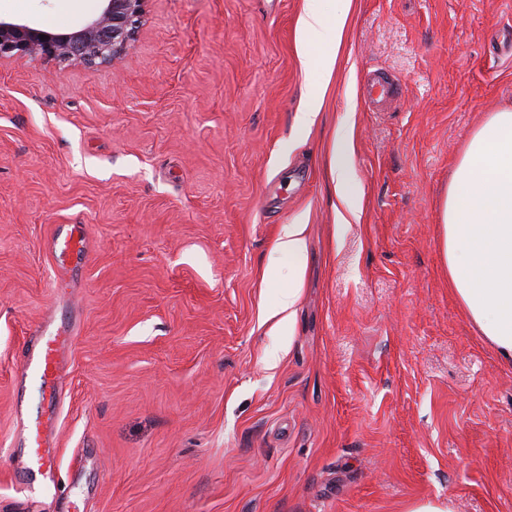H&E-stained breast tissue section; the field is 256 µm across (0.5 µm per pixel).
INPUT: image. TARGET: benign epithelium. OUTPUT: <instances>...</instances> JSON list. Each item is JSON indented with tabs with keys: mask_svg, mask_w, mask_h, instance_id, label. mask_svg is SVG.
Segmentation results:
<instances>
[{
	"mask_svg": "<svg viewBox=\"0 0 512 512\" xmlns=\"http://www.w3.org/2000/svg\"><path fill=\"white\" fill-rule=\"evenodd\" d=\"M98 15L66 33L0 19V59L40 55L86 65L110 64L128 50L141 21L146 0H102ZM47 36L41 40L40 36Z\"/></svg>",
	"mask_w": 512,
	"mask_h": 512,
	"instance_id": "obj_1",
	"label": "benign epithelium"
}]
</instances>
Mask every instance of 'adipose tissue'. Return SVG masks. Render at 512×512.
Returning a JSON list of instances; mask_svg holds the SVG:
<instances>
[{
    "label": "adipose tissue",
    "instance_id": "1",
    "mask_svg": "<svg viewBox=\"0 0 512 512\" xmlns=\"http://www.w3.org/2000/svg\"><path fill=\"white\" fill-rule=\"evenodd\" d=\"M336 12L305 8L297 27L300 49L325 45L321 80L296 115L311 128L323 110L351 0ZM440 244L448 285L477 334L512 367V108L493 112L470 138L448 184Z\"/></svg>",
    "mask_w": 512,
    "mask_h": 512
}]
</instances>
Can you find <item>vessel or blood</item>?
Segmentation results:
<instances>
[{
    "instance_id": "b4317fda",
    "label": "vessel or blood",
    "mask_w": 512,
    "mask_h": 512,
    "mask_svg": "<svg viewBox=\"0 0 512 512\" xmlns=\"http://www.w3.org/2000/svg\"><path fill=\"white\" fill-rule=\"evenodd\" d=\"M365 91L370 101L389 103L393 84L383 73L375 71L365 80ZM59 274L73 273L89 257V245L80 225H71L49 242ZM66 342L61 335H43L27 347L23 357V371L40 381L41 399L34 418L23 421L19 450V467L27 477L40 481L44 489H52V475L58 466V453L47 431L57 418L60 385L62 383V349Z\"/></svg>"
}]
</instances>
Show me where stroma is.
<instances>
[{"label":"stroma","instance_id":"1","mask_svg":"<svg viewBox=\"0 0 512 512\" xmlns=\"http://www.w3.org/2000/svg\"><path fill=\"white\" fill-rule=\"evenodd\" d=\"M306 0H146L127 53L0 60V512H512V368L448 288L441 206L512 105V0H353L331 94L295 115ZM101 0H0L68 32ZM399 94L369 109L367 70ZM362 193L350 223L333 145ZM83 225L56 285L45 243ZM308 227L302 279L273 246ZM298 288L294 323L264 318ZM64 352L55 489L9 457L44 321Z\"/></svg>","mask_w":512,"mask_h":512}]
</instances>
